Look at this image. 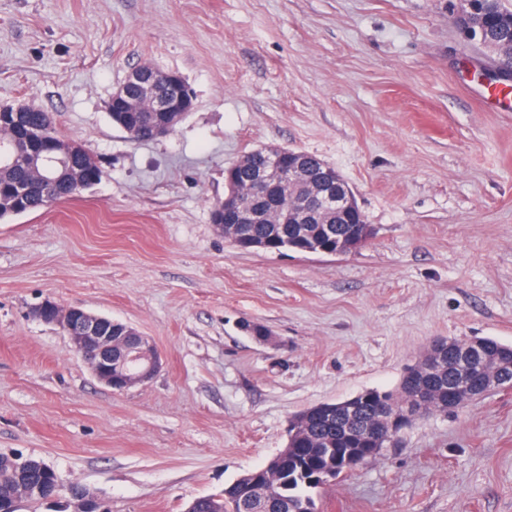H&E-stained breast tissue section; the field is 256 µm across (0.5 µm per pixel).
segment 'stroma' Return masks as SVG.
<instances>
[{"label": "stroma", "mask_w": 512, "mask_h": 512, "mask_svg": "<svg viewBox=\"0 0 512 512\" xmlns=\"http://www.w3.org/2000/svg\"><path fill=\"white\" fill-rule=\"evenodd\" d=\"M460 0H0V105L53 114L94 186L0 222V453L52 466L112 512H184L281 451L295 415L397 388L432 340L512 344V112ZM194 107L136 143L107 103L132 69ZM303 151L372 229L338 255L245 251L210 219L247 153ZM133 327L150 380H96L45 300ZM269 332L257 341L242 320ZM317 512H512V390L434 412Z\"/></svg>", "instance_id": "stroma-1"}]
</instances>
